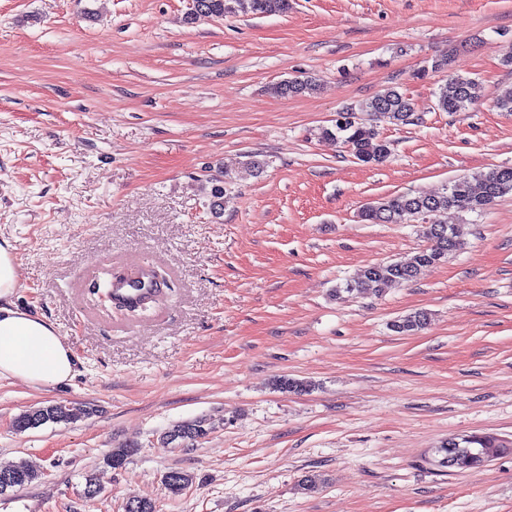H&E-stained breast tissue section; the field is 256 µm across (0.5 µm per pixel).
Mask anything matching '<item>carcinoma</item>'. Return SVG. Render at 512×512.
Masks as SVG:
<instances>
[{"label": "carcinoma", "mask_w": 512, "mask_h": 512, "mask_svg": "<svg viewBox=\"0 0 512 512\" xmlns=\"http://www.w3.org/2000/svg\"><path fill=\"white\" fill-rule=\"evenodd\" d=\"M200 10L188 15V21L200 18L222 19L228 14L270 15L283 14L290 9V0H199ZM315 83L309 79L284 80L272 87L274 94L287 97L305 91H312ZM483 98L479 80L462 75H450L439 87L437 108L442 112H464L478 105ZM386 114L394 121L406 124L410 122L413 109L409 98L395 87H389L371 99L361 103L358 108H349L338 113L331 127H324L320 135L340 142L360 162L369 165L385 163L391 156L390 143L382 139L376 128L362 114ZM512 193V167L503 166L468 178L459 177L436 195L399 194L379 198L365 207L362 219L369 224H406L414 219L425 224L423 234L428 246L413 256L400 261L377 263L366 267L360 275L339 287L336 292H364L374 288L381 292L394 285L413 281L422 268L448 259L463 249L464 241L458 227L449 225L441 216L450 210L481 213L496 199ZM143 286L137 289L134 299L155 295L166 287L165 281L152 270L140 271ZM428 314L423 311L410 313L392 323L397 333L413 334L427 325ZM276 388L289 393H302L311 390L312 384L288 377L275 380ZM86 410L75 406L56 403L21 414L14 421L16 430L22 432L38 428L48 422L70 423L77 420ZM206 435L199 422H186L173 426L165 432L162 443L188 444ZM472 455H484V451L493 448L495 453L507 451L498 440L491 437H477L467 445ZM14 475L15 482L9 486L0 485V496H6L17 487L29 484L38 478V474L27 463L21 461L0 468V473ZM165 485L172 494L182 493L192 477L182 471L172 470L165 475Z\"/></svg>", "instance_id": "cac0c4a2"}]
</instances>
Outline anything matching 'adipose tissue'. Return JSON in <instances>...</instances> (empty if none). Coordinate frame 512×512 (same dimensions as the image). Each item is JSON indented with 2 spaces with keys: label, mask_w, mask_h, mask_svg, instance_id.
<instances>
[{
  "label": "adipose tissue",
  "mask_w": 512,
  "mask_h": 512,
  "mask_svg": "<svg viewBox=\"0 0 512 512\" xmlns=\"http://www.w3.org/2000/svg\"><path fill=\"white\" fill-rule=\"evenodd\" d=\"M21 286L16 249L0 242V378L52 388L70 382L77 357L44 318L21 310L14 297Z\"/></svg>",
  "instance_id": "adipose-tissue-1"
}]
</instances>
